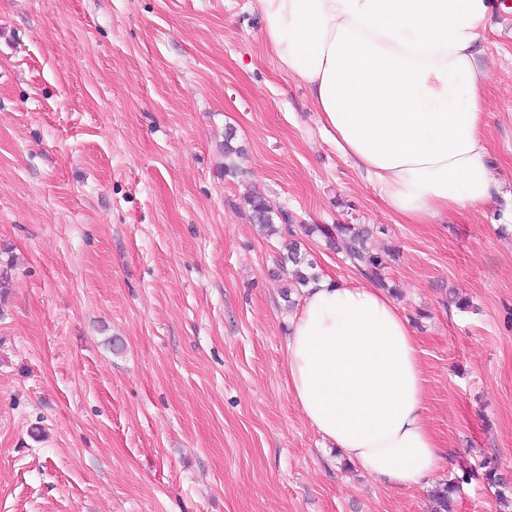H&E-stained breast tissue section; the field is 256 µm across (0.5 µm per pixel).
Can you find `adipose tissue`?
<instances>
[{"instance_id":"obj_1","label":"adipose tissue","mask_w":512,"mask_h":512,"mask_svg":"<svg viewBox=\"0 0 512 512\" xmlns=\"http://www.w3.org/2000/svg\"><path fill=\"white\" fill-rule=\"evenodd\" d=\"M258 2L280 68L391 213L425 224L491 197L488 73L474 51L488 0ZM285 371L308 424L366 473L413 487L445 465L416 340L382 290L331 278L304 289Z\"/></svg>"}]
</instances>
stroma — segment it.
I'll list each match as a JSON object with an SVG mask.
<instances>
[{
	"label": "stroma",
	"instance_id": "35a3bbf8",
	"mask_svg": "<svg viewBox=\"0 0 512 512\" xmlns=\"http://www.w3.org/2000/svg\"><path fill=\"white\" fill-rule=\"evenodd\" d=\"M256 0H0V512H512V0L479 49L499 189L429 224L386 210L264 42ZM233 132L236 173L224 170ZM285 209L318 276L360 274L308 225L365 224L414 333L451 467L358 472L284 372ZM248 204L251 207L252 219L265 228L270 234L286 233L294 236V231L291 229V224H288L286 214L282 210L275 212V210L266 203L263 199L253 196L248 198ZM275 217L281 218V222L276 223ZM460 478L455 477L448 480L443 486L433 491L431 495L434 512H452L454 506V495L460 488Z\"/></svg>",
	"mask_w": 512,
	"mask_h": 512
}]
</instances>
